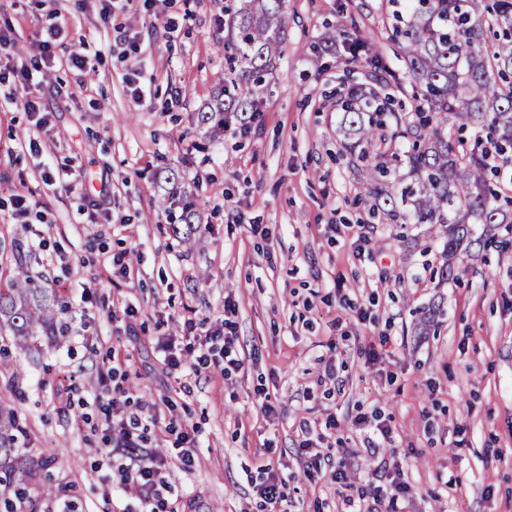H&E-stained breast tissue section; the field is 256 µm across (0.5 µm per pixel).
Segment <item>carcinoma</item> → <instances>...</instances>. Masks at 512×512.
<instances>
[{
  "label": "carcinoma",
  "instance_id": "carcinoma-1",
  "mask_svg": "<svg viewBox=\"0 0 512 512\" xmlns=\"http://www.w3.org/2000/svg\"><path fill=\"white\" fill-rule=\"evenodd\" d=\"M409 11L396 37L415 96L426 102L427 110L416 109L413 123L405 125L379 92L370 90L342 112L339 129L352 168L383 200L385 223L445 227L440 272L448 277L452 259L473 234L471 225L507 223V212L488 179L489 148L479 139L463 147L448 127L479 125L488 130V143L499 156L512 150V0H411ZM224 26V77L197 116L208 139L218 137L233 115L244 127L256 117L258 95L288 27V12L284 0H240ZM486 28L501 32L504 42L484 54L477 46ZM392 124L413 138L411 182L398 196L377 184L388 172V154L373 152L384 143L383 129ZM166 181L171 188L160 205L173 232L180 234V224L192 230L194 203L178 189L174 175ZM67 310L55 289L43 287L21 269L0 289V333H8L20 348L38 336H63L69 330L62 318ZM18 431L13 409L0 406V512H18L22 504L27 512H40L43 498L31 494L37 464L14 447Z\"/></svg>",
  "mask_w": 512,
  "mask_h": 512
}]
</instances>
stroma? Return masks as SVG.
<instances>
[{
  "label": "stroma",
  "mask_w": 512,
  "mask_h": 512,
  "mask_svg": "<svg viewBox=\"0 0 512 512\" xmlns=\"http://www.w3.org/2000/svg\"><path fill=\"white\" fill-rule=\"evenodd\" d=\"M224 2L114 0L107 20L104 0H0L16 38L2 65L31 64L40 31L63 30L35 74L38 114L0 105V287L16 271L10 242L24 239L29 272L65 281L74 312L66 337L27 350L0 337L11 348L0 404L27 431L18 445L73 491L44 512H140L135 491L102 496L112 431L101 404L121 392L157 404L196 441L187 466L174 434L146 433L167 458L177 512H260L254 485L267 465L286 493L272 512H342L346 496L387 497L398 471L410 485L404 512H512V224L494 225L488 245L474 225L440 280L439 226L372 219L374 198L340 148V99L352 89L415 111L394 31L405 0H286L256 118L207 143L196 116L224 74ZM337 29L335 52L321 53ZM355 36L377 61L351 56ZM135 69L138 103L126 82ZM63 168L83 174L82 189L46 183ZM170 172L201 216L184 240L159 205ZM15 191L40 208L16 216ZM94 201L103 217L91 218ZM228 318L241 369L164 362L158 343L184 336L185 320L212 331ZM112 351L121 360L104 382ZM260 388L276 418L257 403ZM361 412L389 419V443L370 447V429L352 424ZM306 425L328 460L313 480L298 451ZM342 448L347 487L330 477Z\"/></svg>",
  "instance_id": "obj_1"
}]
</instances>
